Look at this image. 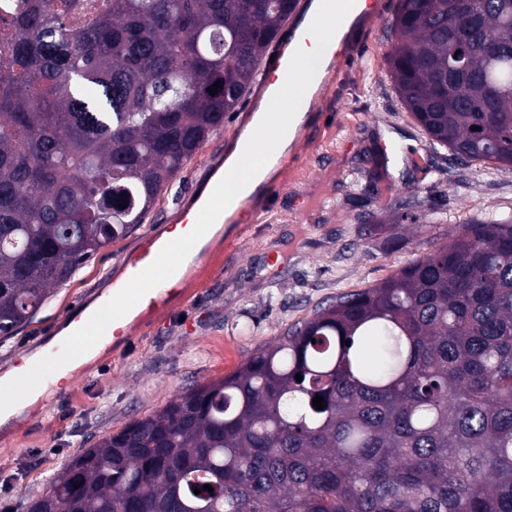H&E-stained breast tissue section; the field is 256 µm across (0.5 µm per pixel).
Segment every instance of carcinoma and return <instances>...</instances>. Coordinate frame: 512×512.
Masks as SVG:
<instances>
[{
	"label": "carcinoma",
	"mask_w": 512,
	"mask_h": 512,
	"mask_svg": "<svg viewBox=\"0 0 512 512\" xmlns=\"http://www.w3.org/2000/svg\"><path fill=\"white\" fill-rule=\"evenodd\" d=\"M296 4L111 0L72 30L58 0H32L7 45L22 75L0 74L1 336L144 223ZM391 34L412 117L460 162L511 172L512 0H400ZM176 497L184 512H512V214L473 215L83 449L29 512Z\"/></svg>",
	"instance_id": "carcinoma-1"
}]
</instances>
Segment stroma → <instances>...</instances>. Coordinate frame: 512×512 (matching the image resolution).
Masks as SVG:
<instances>
[{"label":"stroma","instance_id":"35a3bbf8","mask_svg":"<svg viewBox=\"0 0 512 512\" xmlns=\"http://www.w3.org/2000/svg\"><path fill=\"white\" fill-rule=\"evenodd\" d=\"M399 0L375 6L348 38L349 60L330 66L286 156L249 212L234 215L209 247L223 265L186 270L180 290L132 323L36 404L0 424V512H27L81 449L153 415L187 388L236 371L257 349L337 297L379 285L485 211L512 213V173L454 164L413 119L388 67ZM269 95L253 83L236 112L163 193L145 224L94 254L31 323L0 339V376L21 356L45 357L74 310L94 307L143 234L163 235L236 142L253 132ZM414 198L422 219L379 225Z\"/></svg>","mask_w":512,"mask_h":512}]
</instances>
